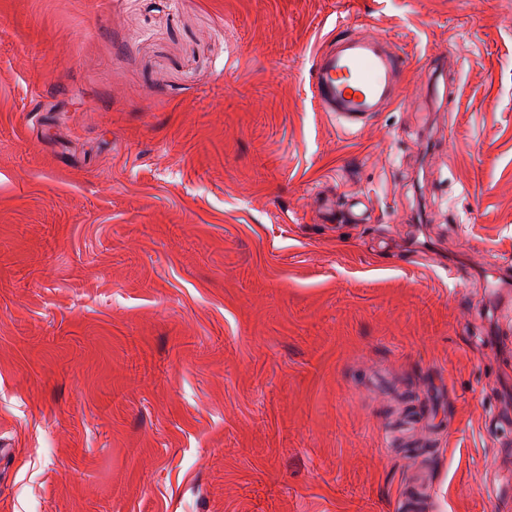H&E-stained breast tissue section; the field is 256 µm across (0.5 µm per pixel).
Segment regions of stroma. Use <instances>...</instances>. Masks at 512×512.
<instances>
[{"mask_svg":"<svg viewBox=\"0 0 512 512\" xmlns=\"http://www.w3.org/2000/svg\"><path fill=\"white\" fill-rule=\"evenodd\" d=\"M503 265L512 0H0V512H512ZM406 69V57L383 37L330 35L311 56L316 108L346 131L361 129L398 97Z\"/></svg>","mask_w":512,"mask_h":512,"instance_id":"35a3bbf8","label":"stroma"}]
</instances>
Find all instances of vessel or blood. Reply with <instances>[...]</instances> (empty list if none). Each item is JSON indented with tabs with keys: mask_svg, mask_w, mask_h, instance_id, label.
I'll use <instances>...</instances> for the list:
<instances>
[{
	"mask_svg": "<svg viewBox=\"0 0 512 512\" xmlns=\"http://www.w3.org/2000/svg\"><path fill=\"white\" fill-rule=\"evenodd\" d=\"M406 69V57L382 37L328 36L311 56L316 108L346 131L363 128L397 98Z\"/></svg>",
	"mask_w": 512,
	"mask_h": 512,
	"instance_id": "obj_1",
	"label": "vessel or blood"
}]
</instances>
